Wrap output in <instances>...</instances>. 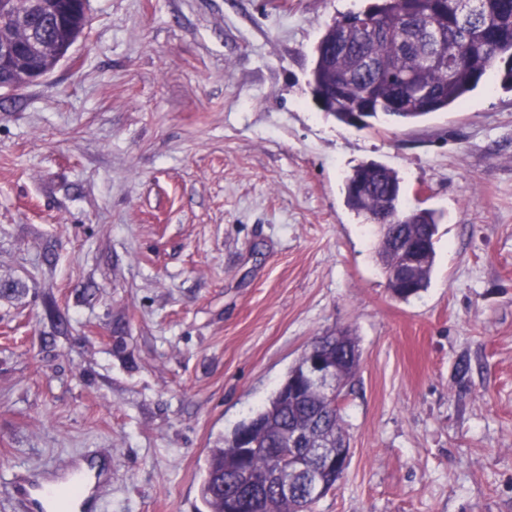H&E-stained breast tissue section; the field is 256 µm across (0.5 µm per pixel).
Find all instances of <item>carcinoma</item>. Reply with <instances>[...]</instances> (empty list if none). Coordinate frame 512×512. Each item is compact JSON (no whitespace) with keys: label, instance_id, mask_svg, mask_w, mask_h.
Segmentation results:
<instances>
[{"label":"carcinoma","instance_id":"obj_1","mask_svg":"<svg viewBox=\"0 0 512 512\" xmlns=\"http://www.w3.org/2000/svg\"><path fill=\"white\" fill-rule=\"evenodd\" d=\"M73 6L71 26L61 27L55 17L43 10L32 16V23L47 31V36L61 41L77 40L83 26L80 0H67ZM474 13L464 17L460 0H379L378 5L350 12L335 22L348 28L347 37L336 43V52L328 53L331 33L319 39L311 70L313 88L330 93V72L344 82L343 99L336 101L326 114L337 122L349 124L350 113L360 109L365 94L373 97L369 122L381 118L409 122L432 112L445 111L461 103L481 83L494 60L508 56L502 81L512 89V0H473ZM24 31L13 20V11L0 13V37L22 39ZM361 178L370 186L371 198L378 199L389 188L401 187L398 174L378 163L360 164L346 177V201L349 207L368 219L377 217L374 207L353 195L351 185ZM404 229L409 238L435 236L437 219L429 209L406 214ZM434 263L426 267L410 288L390 281L393 296L406 300L426 287ZM312 344L330 354L349 352L340 358L343 382L355 377L360 356L352 334L339 329L318 336ZM262 425L251 430L257 450L243 463L251 486L262 492V512H312L315 501L299 500L276 492L267 474L278 464L288 430L302 427L310 437L347 436L342 401L327 403L317 391L304 390L280 404L274 398L256 412ZM238 480L236 450L229 439L210 449L200 494L208 512H226V501Z\"/></svg>","mask_w":512,"mask_h":512}]
</instances>
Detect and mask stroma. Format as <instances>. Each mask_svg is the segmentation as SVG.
Here are the masks:
<instances>
[{
    "mask_svg": "<svg viewBox=\"0 0 512 512\" xmlns=\"http://www.w3.org/2000/svg\"><path fill=\"white\" fill-rule=\"evenodd\" d=\"M370 0H88L68 57L0 89V512L16 471L112 457L102 512H205L209 448L348 329L349 465L314 512H512V91L356 129L308 84ZM435 210L392 296L357 165ZM357 178L367 181L370 186L371 199L381 198V195L390 187H398L400 194L395 199L400 204L402 185L398 174L382 164L362 163L355 167L353 172L346 177V201L349 207L358 214H363L370 220H374L378 215L371 204L353 195L351 185L353 182H357ZM434 240L423 238L420 240H408L405 237L396 234L394 237V247L401 255V263L395 270V275L401 279L406 280L411 274L413 268L418 266L422 257L431 248ZM435 259V246L432 244V256L427 262L426 267L421 271L419 277L412 283L411 288H401L398 284L389 280L387 283L389 290L393 296L398 299H408L410 296L416 294L422 288H425L429 281V276ZM312 344L322 352L335 355L336 348H339L344 353L339 363L343 369L344 387H347L355 377L360 365V352L357 356L355 355V351L359 350L356 338L348 330L338 329L336 332L316 337ZM346 351L349 352V357H346Z\"/></svg>",
    "mask_w": 512,
    "mask_h": 512,
    "instance_id": "35a3bbf8",
    "label": "stroma"
}]
</instances>
